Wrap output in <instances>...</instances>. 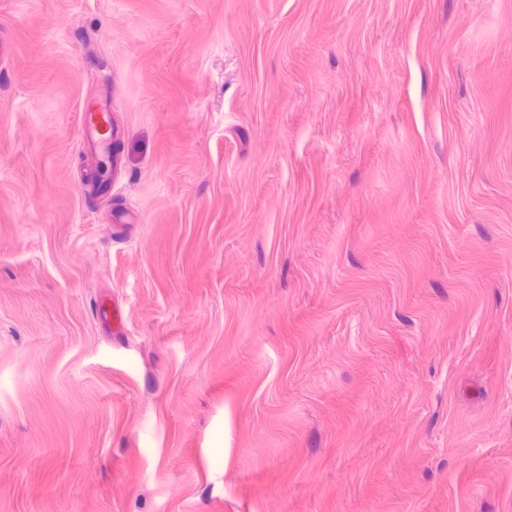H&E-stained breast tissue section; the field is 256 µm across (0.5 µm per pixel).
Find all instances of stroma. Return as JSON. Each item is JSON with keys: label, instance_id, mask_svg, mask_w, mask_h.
<instances>
[{"label": "stroma", "instance_id": "35a3bbf8", "mask_svg": "<svg viewBox=\"0 0 512 512\" xmlns=\"http://www.w3.org/2000/svg\"><path fill=\"white\" fill-rule=\"evenodd\" d=\"M0 36V512H512V0ZM112 114V98L105 95L94 108L83 112L81 131L84 138L99 146L102 152L107 151L110 143L105 138V130Z\"/></svg>", "mask_w": 512, "mask_h": 512}]
</instances>
